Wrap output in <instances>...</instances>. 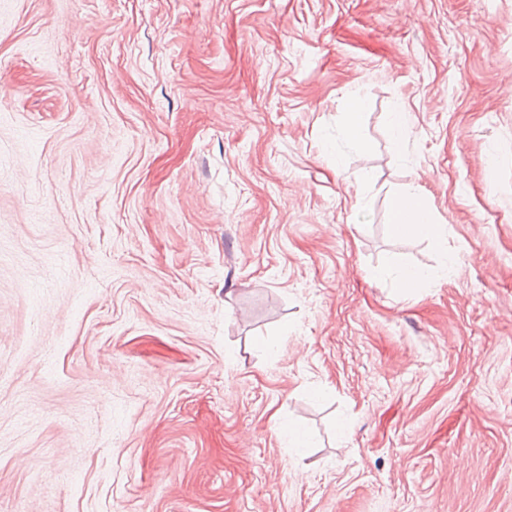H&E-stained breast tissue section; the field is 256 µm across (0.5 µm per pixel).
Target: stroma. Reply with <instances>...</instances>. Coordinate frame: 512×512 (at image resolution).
I'll return each mask as SVG.
<instances>
[{"label": "stroma", "mask_w": 512, "mask_h": 512, "mask_svg": "<svg viewBox=\"0 0 512 512\" xmlns=\"http://www.w3.org/2000/svg\"><path fill=\"white\" fill-rule=\"evenodd\" d=\"M510 83L512 0H0V512H512ZM393 234L399 238L421 236L442 243L447 234L446 225L435 224L424 198L417 192H403L388 202Z\"/></svg>", "instance_id": "1"}]
</instances>
